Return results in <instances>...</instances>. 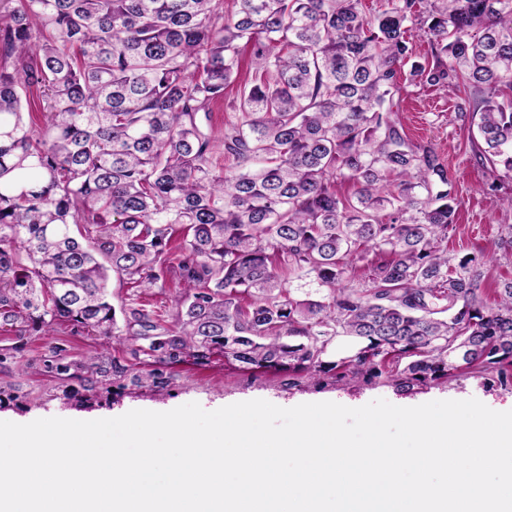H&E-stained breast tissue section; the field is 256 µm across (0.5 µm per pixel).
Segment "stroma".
Here are the masks:
<instances>
[{
    "mask_svg": "<svg viewBox=\"0 0 512 512\" xmlns=\"http://www.w3.org/2000/svg\"><path fill=\"white\" fill-rule=\"evenodd\" d=\"M252 77L250 64H243L235 82L227 87L223 103L214 107L204 123L205 131L211 132L216 141L217 166L229 169L234 165L233 159L224 154V126L238 120L235 105L239 89ZM466 97L465 90L451 86L409 84L394 97L393 111L408 137L432 147L449 168L460 206L448 230V252L457 258L484 257L483 287L486 297L491 298L504 280L512 279V207L506 203L512 197V179L486 181V163L479 158L482 140L470 118L459 110ZM46 346L45 338L32 340L26 352L27 363L12 365L9 373H0V384H13L19 389L17 400L0 404V420L21 424L48 417L94 420L114 418L133 409L168 411L190 402L212 411L253 399L289 408L320 401L360 407L383 398L397 406H416L434 400L475 398L496 411L512 410V386L502 387L489 375L410 389L384 381L368 385L359 380L339 384L328 380L292 387L287 374L242 372L220 357L205 367L189 363L178 366L168 389L156 391L130 385L113 400L98 396L82 404L55 395L48 378L32 365V358L44 352Z\"/></svg>",
    "mask_w": 512,
    "mask_h": 512,
    "instance_id": "1",
    "label": "stroma"
}]
</instances>
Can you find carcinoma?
Returning a JSON list of instances; mask_svg holds the SVG:
<instances>
[{
	"label": "carcinoma",
	"instance_id": "obj_1",
	"mask_svg": "<svg viewBox=\"0 0 512 512\" xmlns=\"http://www.w3.org/2000/svg\"><path fill=\"white\" fill-rule=\"evenodd\" d=\"M237 4L0 0V367L64 333L90 350L49 345L39 363L79 402L126 380L163 390L172 367L215 357L290 386L512 382V280L490 305L476 257L448 256L455 182L391 110L407 64L419 84L462 81L489 177L511 179L512 0H433L446 59L431 66L410 62L419 0L372 17L360 0ZM246 48L224 170L202 119ZM113 273L183 288L164 312L117 309ZM292 279L316 288L296 298ZM53 337L55 338L51 339V337H40L32 340V342L28 345L25 359L35 358L40 355V353L45 351L48 342L57 341V343H64L67 349L70 351L71 355H73L75 358L82 356L88 348V342L86 340H82L73 336H64L62 333H58Z\"/></svg>",
	"mask_w": 512,
	"mask_h": 512
}]
</instances>
